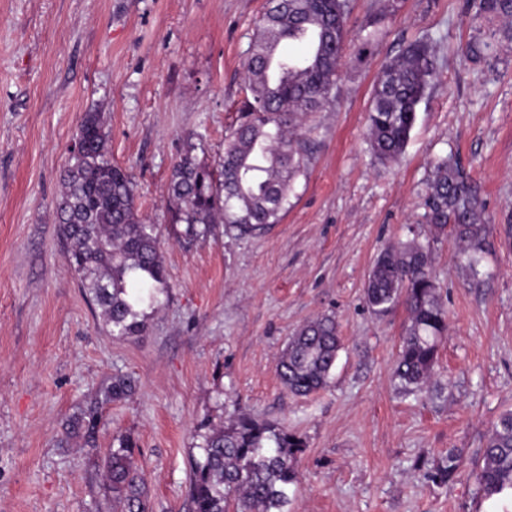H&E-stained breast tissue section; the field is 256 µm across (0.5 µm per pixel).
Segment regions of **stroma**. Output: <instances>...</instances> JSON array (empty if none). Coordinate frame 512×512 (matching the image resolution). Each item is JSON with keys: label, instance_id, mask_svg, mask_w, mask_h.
<instances>
[{"label": "stroma", "instance_id": "1", "mask_svg": "<svg viewBox=\"0 0 512 512\" xmlns=\"http://www.w3.org/2000/svg\"><path fill=\"white\" fill-rule=\"evenodd\" d=\"M267 0H0V512H112L101 459L130 436L148 512H189V459L203 421L238 401L303 434L289 512H512L484 499L475 470L512 411V43L473 63L466 0H350L353 42L337 107L314 113L307 170L278 224L259 236L216 228L186 241L168 184L185 151L210 167L243 97L244 64ZM376 40L361 45L363 28ZM427 41L437 71L400 161L366 142L382 67ZM104 113L108 151L158 225L169 296L144 335H109L69 269L56 200L81 117ZM456 152L482 189L491 232L479 279L448 233L431 240L448 311L435 377L400 393L393 376L408 321L364 290L381 251L428 238L431 162ZM335 316L343 347L325 390L296 397L277 364L289 336ZM137 382L103 409L95 445H59L65 420L113 376ZM455 451L453 486L425 477Z\"/></svg>", "mask_w": 512, "mask_h": 512}]
</instances>
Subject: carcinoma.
<instances>
[{
	"instance_id": "1",
	"label": "carcinoma",
	"mask_w": 512,
	"mask_h": 512,
	"mask_svg": "<svg viewBox=\"0 0 512 512\" xmlns=\"http://www.w3.org/2000/svg\"><path fill=\"white\" fill-rule=\"evenodd\" d=\"M471 23L481 27L512 18V0H470ZM349 0H267L244 69L245 96L236 125L224 139L216 171L187 151L174 164L169 195L172 220L186 224L188 240L205 237L223 224L244 235L280 221L288 210L294 180L306 166L304 137L308 114L336 103L340 69L351 41ZM298 45L287 52L284 43ZM492 43L475 37L466 46L474 61L491 64ZM436 74L426 42L411 43L383 68L368 112V142L382 162L398 160L410 141L418 108ZM102 113L82 117L69 149L57 200L58 233L71 270L101 309L112 336L146 332L143 306H152L169 288L157 227L140 218L133 183L112 163ZM427 224L448 232L458 258L473 272L490 225L476 181L453 156L433 163L427 186ZM365 299L376 316L401 303L408 323L400 339L395 379L415 395L434 376L439 343L448 329V311L439 300L427 246L413 238L382 251L369 273ZM341 349L333 316L300 327L289 338L278 364L283 387L296 396L324 388ZM135 382L115 376L87 407L67 419L61 443L81 437L94 444L101 408L129 397ZM199 456L192 459V512H288L289 491L299 478L303 435L234 410L225 425H202ZM134 443L121 435L104 456V468L118 512H147V496L133 460ZM460 458L454 451L429 471L437 486L452 484ZM476 479L483 496H512V411L493 425L481 452Z\"/></svg>"
}]
</instances>
